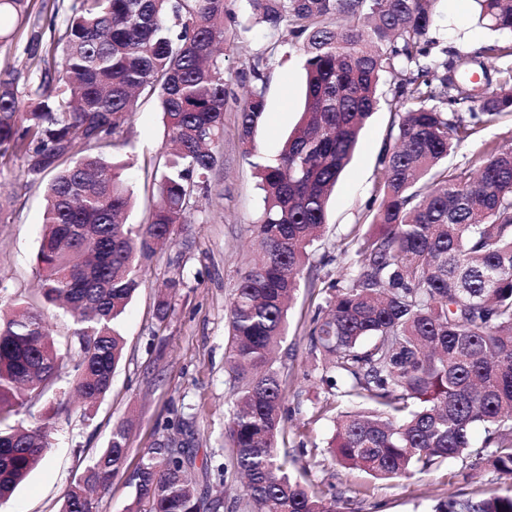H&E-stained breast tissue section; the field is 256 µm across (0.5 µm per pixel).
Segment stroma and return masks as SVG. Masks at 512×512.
<instances>
[{
	"label": "stroma",
	"instance_id": "35a3bbf8",
	"mask_svg": "<svg viewBox=\"0 0 512 512\" xmlns=\"http://www.w3.org/2000/svg\"><path fill=\"white\" fill-rule=\"evenodd\" d=\"M71 0H30L31 16L38 20L44 44L63 35ZM235 16L226 20L230 40L224 55V77L237 84L243 62L266 57V110L256 132L259 160L275 158L285 137L298 123L303 109L302 59L289 45H275L263 26L250 23L245 0H236ZM15 36L0 47V68L16 71V84L25 87L39 68L27 50V31L6 21ZM431 35L452 54L472 51L492 39L490 30L474 26L470 9H458L454 0H441ZM393 114L380 104L366 121L353 158L338 180L327 210L323 240L310 262L318 281L301 280L288 312V334L281 343L278 365L289 373L285 403L288 446L292 455L310 461L309 477L336 497L341 512H428L433 499L455 494L481 496L512 494V475L484 467H469L458 459L443 463L423 476L376 481L342 467L332 458L312 463L317 448L333 434L332 418L315 419L323 398L314 369L308 332L318 304L323 303L324 281L338 276L341 252L356 231L368 227L367 205L379 173L378 159L390 140ZM122 153L130 161L126 176L136 198L130 215L144 223L155 203L154 177L165 162V132L157 102L139 103L126 134ZM512 146V113L486 126L451 155V163L474 159L485 142ZM224 164L212 176L209 197L200 199L194 222L182 227L175 244L159 251L143 272V284L121 317L125 339L123 359L109 392L86 419L76 399H64L74 378L72 368L60 371L40 400L20 418L31 426L50 421L51 451L47 461L4 504L0 512H59L67 488L81 476L88 460L106 447L112 428L131 420L130 462L145 449L175 438L194 448L198 460L223 461L225 430L233 395L228 385L225 346L226 308L255 243L253 222L261 205L255 170L243 156L236 114H224ZM44 186L30 183L17 163L0 167V310L37 296L36 255L42 230ZM180 257L185 286L174 297L165 325H158L155 305L158 289L168 276L170 258ZM185 419L183 429L174 421Z\"/></svg>",
	"mask_w": 512,
	"mask_h": 512
}]
</instances>
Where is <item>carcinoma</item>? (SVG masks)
<instances>
[{
	"mask_svg": "<svg viewBox=\"0 0 512 512\" xmlns=\"http://www.w3.org/2000/svg\"><path fill=\"white\" fill-rule=\"evenodd\" d=\"M252 18L291 37L305 72L304 109L279 155L258 166L263 193L254 231L260 251L239 276L228 311L229 388L235 395L221 485L241 482L230 504L191 484L185 446L149 448L127 465L128 428L67 491L60 512H93L90 493L119 473L134 488L125 512H337L304 475L288 472L283 406L288 374L273 353L310 250L322 237L336 182L360 132L388 95L394 144L379 157L369 228L343 253L346 271L325 285L309 332L326 395L318 415L343 403L329 448L337 462L375 479L427 473L450 458L512 474V149L487 143L464 164L454 148L512 112V0H473L477 23L497 37L470 52L487 81L471 91L462 57L436 52L429 37L439 0H246ZM231 0H72L62 47L40 56V74L18 95L0 71V160H20L31 182L51 174L37 252L45 303L68 308L73 327L51 336L38 307L0 316V501L48 456L49 424L15 422L76 358V389L105 396L124 350L119 319L141 271L175 228L194 223L197 197L223 165L225 105L220 45ZM29 0H0V17L42 32ZM266 59L240 69L235 97L244 154L256 152L265 112ZM390 82L389 89L382 85ZM160 103L169 151L156 179L158 204L131 224L128 163L114 150L138 102ZM156 317L168 318L183 287L169 262ZM480 426L485 439L472 443ZM431 512H512V494L451 495Z\"/></svg>",
	"mask_w": 512,
	"mask_h": 512,
	"instance_id": "obj_1",
	"label": "carcinoma"
}]
</instances>
